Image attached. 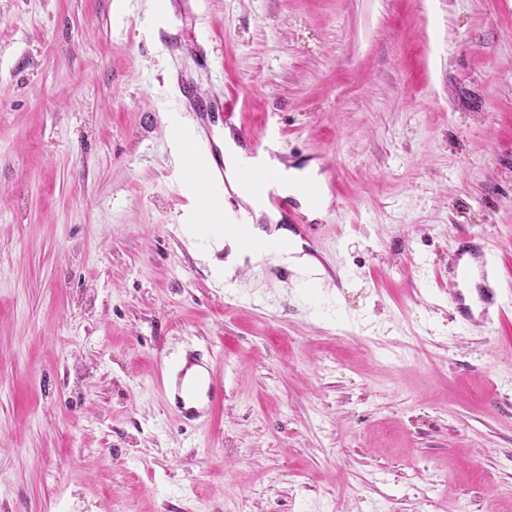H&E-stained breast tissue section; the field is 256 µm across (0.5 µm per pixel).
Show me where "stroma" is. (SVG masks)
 Returning <instances> with one entry per match:
<instances>
[{"label":"stroma","instance_id":"35a3bbf8","mask_svg":"<svg viewBox=\"0 0 512 512\" xmlns=\"http://www.w3.org/2000/svg\"><path fill=\"white\" fill-rule=\"evenodd\" d=\"M175 3L0 0V512H512V0ZM185 83L336 177L323 287L265 259L226 300ZM462 232L503 320L452 314ZM161 380L167 407L187 425L208 422L224 404V384L198 351L185 350Z\"/></svg>","mask_w":512,"mask_h":512}]
</instances>
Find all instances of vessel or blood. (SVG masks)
Instances as JSON below:
<instances>
[{
	"label": "vessel or blood",
	"mask_w": 512,
	"mask_h": 512,
	"mask_svg": "<svg viewBox=\"0 0 512 512\" xmlns=\"http://www.w3.org/2000/svg\"><path fill=\"white\" fill-rule=\"evenodd\" d=\"M197 120L206 134V146L197 163L205 176L207 191L224 204L223 219L233 237L245 239L254 216L250 209L242 206L239 194L244 183L254 176L267 172V163L279 159L274 134L258 136L237 117V98L228 94L206 99H194ZM230 127L238 144L244 146L253 161L252 167L242 175V181L233 184L225 176L224 153L216 142L218 128ZM269 200L281 213L287 214L290 222L303 232H310L306 216L292 197L270 193ZM470 276L468 269L452 263L448 266L449 285L452 290L454 315L461 321H471L473 309L465 303L460 288ZM164 399L167 407L185 424L207 422L217 408L224 403V385L215 378L210 364L203 355L188 349L180 359L168 366L162 376Z\"/></svg>",
	"instance_id": "vessel-or-blood-1"
}]
</instances>
